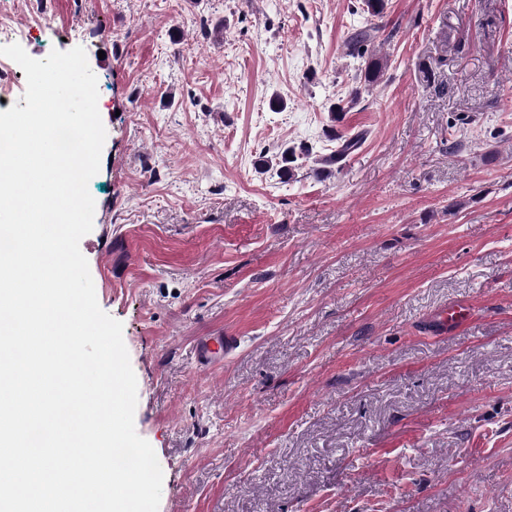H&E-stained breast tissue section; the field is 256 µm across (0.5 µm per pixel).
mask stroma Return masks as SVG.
<instances>
[{
    "mask_svg": "<svg viewBox=\"0 0 512 512\" xmlns=\"http://www.w3.org/2000/svg\"><path fill=\"white\" fill-rule=\"evenodd\" d=\"M386 3L367 90L359 0H7L98 80L80 250L159 512H512V0ZM367 19L365 26L355 30L349 38V48L352 55L365 57L367 55L366 67L364 70V83L367 86L378 83L384 76L386 63L384 58L373 50L379 27ZM260 167L263 170H269L274 165L277 167V173L280 177H288L289 179L293 175V170L295 169V165H293L297 159L299 158V154H297L295 148L288 149L282 152L279 156H276L274 159L270 158L264 159L265 155L261 156ZM236 338L234 336L222 335L206 336L197 344V354L202 364H214L219 361L224 354L234 349Z\"/></svg>",
    "mask_w": 512,
    "mask_h": 512,
    "instance_id": "stroma-1",
    "label": "stroma"
}]
</instances>
